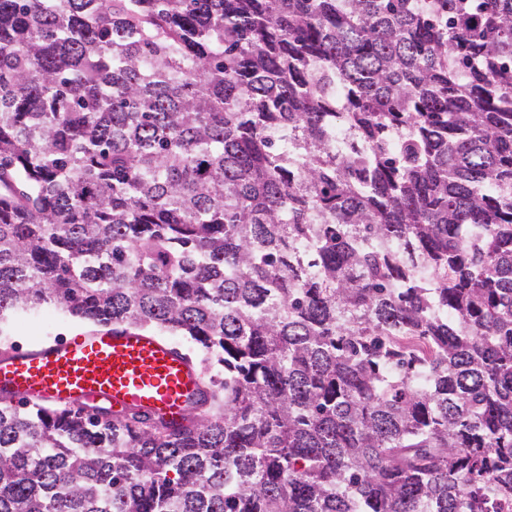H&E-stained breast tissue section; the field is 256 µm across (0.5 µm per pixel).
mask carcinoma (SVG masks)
<instances>
[{"label": "carcinoma", "instance_id": "carcinoma-1", "mask_svg": "<svg viewBox=\"0 0 512 512\" xmlns=\"http://www.w3.org/2000/svg\"><path fill=\"white\" fill-rule=\"evenodd\" d=\"M190 339L212 400L0 399V512L512 507V0H0V324Z\"/></svg>", "mask_w": 512, "mask_h": 512}]
</instances>
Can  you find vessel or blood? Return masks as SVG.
Here are the masks:
<instances>
[{"instance_id":"b4317fda","label":"vessel or blood","mask_w":512,"mask_h":512,"mask_svg":"<svg viewBox=\"0 0 512 512\" xmlns=\"http://www.w3.org/2000/svg\"><path fill=\"white\" fill-rule=\"evenodd\" d=\"M203 392V370L189 355L154 334L109 324L0 352L2 399L132 409L178 423Z\"/></svg>"}]
</instances>
